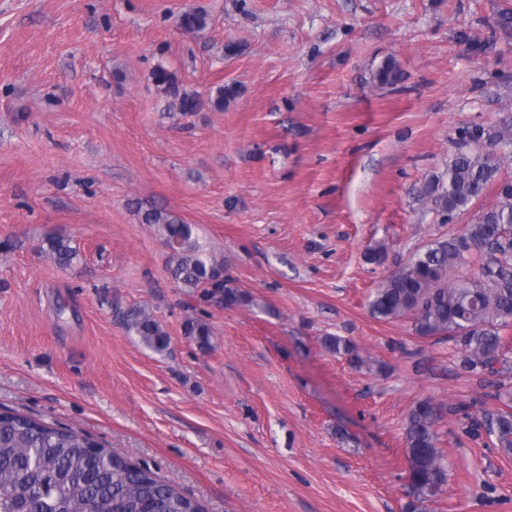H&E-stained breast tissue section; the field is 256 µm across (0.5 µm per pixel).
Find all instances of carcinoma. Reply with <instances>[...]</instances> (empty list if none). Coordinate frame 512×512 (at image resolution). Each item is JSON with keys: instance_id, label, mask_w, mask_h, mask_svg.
I'll return each instance as SVG.
<instances>
[{"instance_id": "cac0c4a2", "label": "carcinoma", "mask_w": 512, "mask_h": 512, "mask_svg": "<svg viewBox=\"0 0 512 512\" xmlns=\"http://www.w3.org/2000/svg\"><path fill=\"white\" fill-rule=\"evenodd\" d=\"M207 24V14L195 9L177 19V28L186 34L200 33ZM397 77L396 62L385 60L373 81L384 87ZM152 80L183 115L205 103L221 110L237 94L235 86L225 84L204 101L181 88L162 66L152 71ZM480 139L484 144L455 153L442 175L415 192L431 210L453 216L468 212L495 183L496 203L462 234L416 251L377 288L370 313L383 320L408 316L417 335L448 338L461 354L462 368L494 377L499 390L512 379V363L500 354L501 330L512 326V184L498 179L497 150L512 148V117L480 130ZM142 222L157 227L164 242L177 243L169 255L170 270L186 294L217 297L227 306L243 301L224 277V263L198 244L193 225L159 206L144 209ZM45 244L44 256L58 267L79 260L67 238L49 236ZM123 320L146 348L159 356L169 352L170 338L147 307L129 310ZM184 335L201 350L212 348V328L201 318L187 319ZM321 343L328 352L349 357L357 368L367 363L342 336H325ZM465 418L464 433L476 437L483 432L512 450V411L484 410L479 417ZM440 419V406L429 398L418 401L407 416L405 453L413 509L437 496L448 479L444 453L437 446ZM0 512H203V507L151 468L112 452L87 433L8 410L0 411Z\"/></svg>"}]
</instances>
